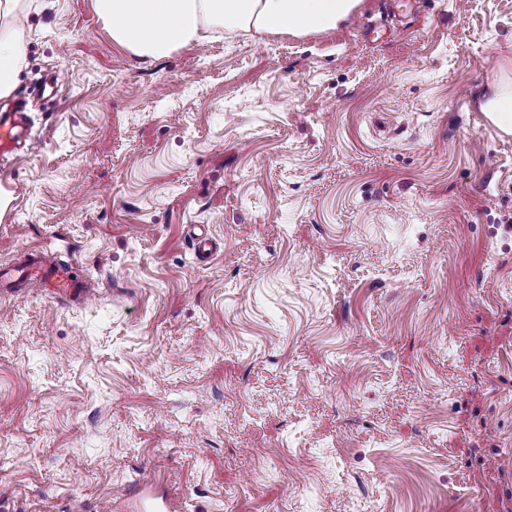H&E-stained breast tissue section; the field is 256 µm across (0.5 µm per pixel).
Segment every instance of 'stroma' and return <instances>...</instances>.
<instances>
[{"label":"stroma","mask_w":512,"mask_h":512,"mask_svg":"<svg viewBox=\"0 0 512 512\" xmlns=\"http://www.w3.org/2000/svg\"><path fill=\"white\" fill-rule=\"evenodd\" d=\"M22 27L0 264L97 297L0 296V512H512V0L153 63L92 0ZM481 109L501 130L512 132V76L509 71L501 72L493 87L492 96L485 100ZM72 265L65 266L50 262L43 250L32 248L24 251L23 256L11 267H0L1 296H13L24 291L32 282L42 284L58 298L80 297L86 300L96 295L95 288L78 282L72 277Z\"/></svg>","instance_id":"stroma-1"}]
</instances>
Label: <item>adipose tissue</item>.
<instances>
[{
	"label": "adipose tissue",
	"mask_w": 512,
	"mask_h": 512,
	"mask_svg": "<svg viewBox=\"0 0 512 512\" xmlns=\"http://www.w3.org/2000/svg\"><path fill=\"white\" fill-rule=\"evenodd\" d=\"M360 0H93L113 42L146 60L169 57L210 33H319L349 17ZM27 0H0V98L13 94L26 61L20 20ZM481 109L512 132V72L502 71Z\"/></svg>",
	"instance_id": "obj_1"
}]
</instances>
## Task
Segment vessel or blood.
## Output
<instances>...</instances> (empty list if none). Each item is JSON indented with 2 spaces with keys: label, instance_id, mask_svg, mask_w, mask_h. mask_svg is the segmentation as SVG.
Segmentation results:
<instances>
[{
  "label": "vessel or blood",
  "instance_id": "1",
  "mask_svg": "<svg viewBox=\"0 0 512 512\" xmlns=\"http://www.w3.org/2000/svg\"><path fill=\"white\" fill-rule=\"evenodd\" d=\"M31 136L23 113H0V153L11 151L13 146L26 145ZM40 283L50 288L60 298L78 297L88 299L95 296V289L73 278L68 266L50 262L43 250H25L23 256L12 266L0 267V292L12 296L24 291L31 283Z\"/></svg>",
  "mask_w": 512,
  "mask_h": 512
}]
</instances>
